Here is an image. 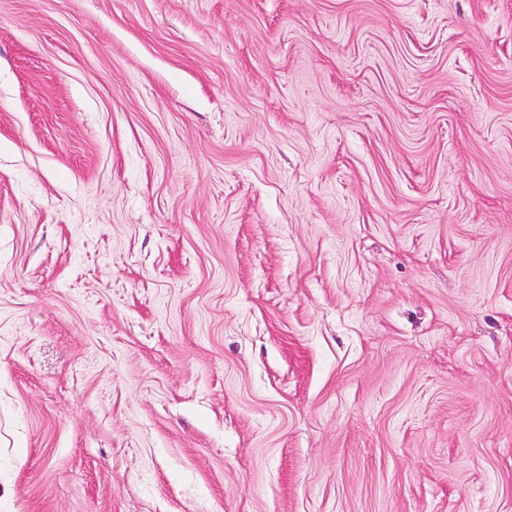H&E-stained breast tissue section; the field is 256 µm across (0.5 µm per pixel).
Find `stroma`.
<instances>
[{
	"label": "stroma",
	"mask_w": 512,
	"mask_h": 512,
	"mask_svg": "<svg viewBox=\"0 0 512 512\" xmlns=\"http://www.w3.org/2000/svg\"><path fill=\"white\" fill-rule=\"evenodd\" d=\"M0 512H512V0H0Z\"/></svg>",
	"instance_id": "stroma-1"
}]
</instances>
